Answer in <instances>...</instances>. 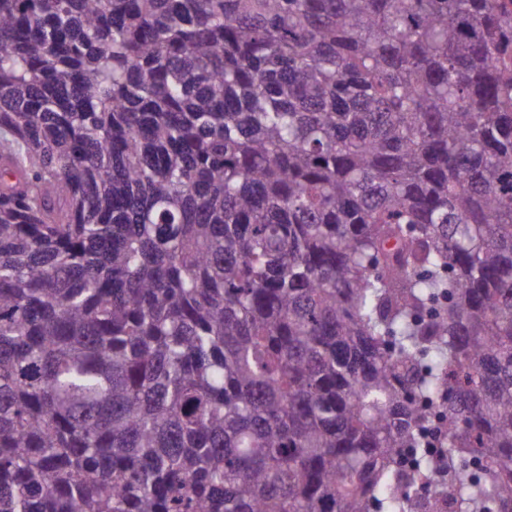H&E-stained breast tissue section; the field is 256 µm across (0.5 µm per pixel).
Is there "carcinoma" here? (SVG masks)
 Returning <instances> with one entry per match:
<instances>
[{
	"label": "carcinoma",
	"mask_w": 512,
	"mask_h": 512,
	"mask_svg": "<svg viewBox=\"0 0 512 512\" xmlns=\"http://www.w3.org/2000/svg\"><path fill=\"white\" fill-rule=\"evenodd\" d=\"M446 502L512 512V9L0 0V512Z\"/></svg>",
	"instance_id": "carcinoma-1"
}]
</instances>
